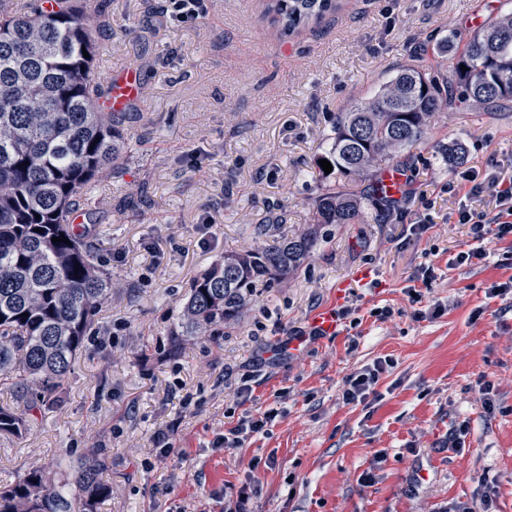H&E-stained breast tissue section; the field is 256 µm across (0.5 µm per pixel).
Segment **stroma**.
Instances as JSON below:
<instances>
[{
	"instance_id": "stroma-1",
	"label": "stroma",
	"mask_w": 512,
	"mask_h": 512,
	"mask_svg": "<svg viewBox=\"0 0 512 512\" xmlns=\"http://www.w3.org/2000/svg\"><path fill=\"white\" fill-rule=\"evenodd\" d=\"M268 2L211 0L188 25L165 15L163 0H90L98 69L141 75L120 127L128 148L90 188L112 293L58 407L26 435L0 436V484L100 448L112 493L99 512H224L246 484L249 512H512V311L486 296L512 279V236L487 235L481 263L455 262L476 244L459 207L495 209L462 170L512 175V101L443 112L428 142L400 157V199L369 208L367 223L331 227L238 324L172 342L193 279L213 261L309 222L336 114L399 66L441 65L437 42H464L506 8L342 0L284 36ZM451 141L464 144V166L443 163ZM423 265L435 269L424 303L445 311L417 321L406 290ZM365 268L371 281L357 278ZM341 287L355 323L274 355ZM384 358L374 394L344 404L346 378ZM245 377L253 394L242 404ZM271 407L282 414L266 432L214 447L244 413ZM167 429L163 454L153 436Z\"/></svg>"
}]
</instances>
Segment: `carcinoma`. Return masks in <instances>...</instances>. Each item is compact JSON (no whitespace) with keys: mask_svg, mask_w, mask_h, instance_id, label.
<instances>
[{"mask_svg":"<svg viewBox=\"0 0 512 512\" xmlns=\"http://www.w3.org/2000/svg\"><path fill=\"white\" fill-rule=\"evenodd\" d=\"M88 0H55L19 11L0 0V388L14 391L23 410L0 406V435L18 436L31 419L53 409L86 351L112 277L101 269L90 229L68 222L93 216L89 185L119 163L125 113L102 112L104 85L95 69L98 40L83 19ZM339 0H272L273 23L292 33L338 9ZM89 57H83V52ZM449 57L438 75L401 66L376 94L336 113L331 147L322 155L336 178L360 182L350 191L325 184L312 199L313 222L265 247L224 254L192 282L182 336H201L239 320L259 289L294 276L332 224H363L366 207L384 200L382 171L429 140L448 107L512 100V10L487 22L463 46L437 44ZM467 70H460V66ZM466 150L448 143V166ZM68 238L55 244L52 238ZM105 461L63 459L50 475L32 469L0 485V512H97L111 488Z\"/></svg>","mask_w":512,"mask_h":512,"instance_id":"carcinoma-1","label":"carcinoma"}]
</instances>
